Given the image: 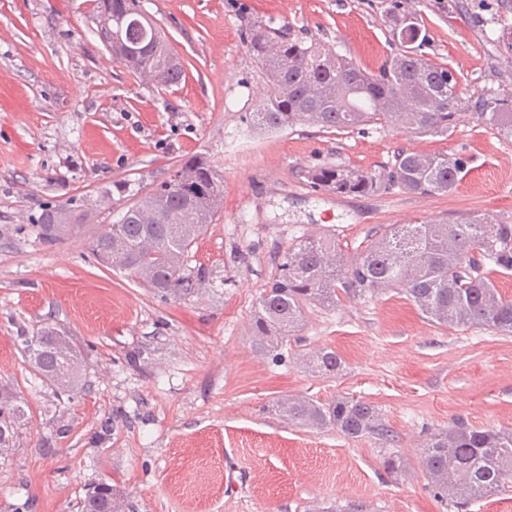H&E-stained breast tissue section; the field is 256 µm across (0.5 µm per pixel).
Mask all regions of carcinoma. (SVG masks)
I'll return each instance as SVG.
<instances>
[{
    "label": "carcinoma",
    "instance_id": "cac0c4a2",
    "mask_svg": "<svg viewBox=\"0 0 512 512\" xmlns=\"http://www.w3.org/2000/svg\"><path fill=\"white\" fill-rule=\"evenodd\" d=\"M391 28L401 46L374 72L291 34L284 26L254 18L247 22L246 47L272 87L252 117L270 131L300 122L326 131L367 126L408 130L404 113L393 107L408 95L419 115L411 133L446 137L454 131L459 111L475 109L477 120L512 138V95L490 92L475 102L462 97L450 70L429 62L422 47L418 18L409 12L390 13ZM100 33L117 57L129 46L124 65L134 73L157 69L163 84H178L184 68L168 40L137 0H101ZM461 160L443 154L401 149L382 172L329 165L304 171L316 191L342 196L378 195L392 190L421 195H446L459 182ZM176 178L163 181L144 195L133 194L125 181L112 182L107 196L134 197L114 224L93 237L91 252L102 264L139 278L154 295L186 298L195 290L224 286L204 264L188 265L192 248L212 223L224 199V181L201 155L183 163ZM79 205H45L35 218L40 238L53 246L61 225L81 223ZM160 209L157 222L143 223L140 214ZM278 273L259 297L251 323L256 352L277 359L288 337L302 328L305 308L334 307L349 299L400 290L427 321L437 326H481L512 333V297L503 295L490 274L512 277V224L472 216L457 224L424 222L388 224L367 245L350 256L336 238L311 236L290 246L279 258ZM33 368L65 387L82 381V353L69 331L55 324L23 339ZM305 367L322 377L342 374L345 362L329 347L303 356ZM268 414L310 430L335 429L357 439L382 432L376 406L353 396L328 402L306 397H281L264 406ZM22 398L0 391V452L14 446L24 425ZM423 463L435 495L483 498L512 488V429L476 428L456 421L426 442ZM382 465L390 474L406 467L396 451H384ZM79 512H136L135 506L106 480L97 483L79 503Z\"/></svg>",
    "mask_w": 512,
    "mask_h": 512
}]
</instances>
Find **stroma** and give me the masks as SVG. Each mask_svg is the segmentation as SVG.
<instances>
[{"mask_svg": "<svg viewBox=\"0 0 512 512\" xmlns=\"http://www.w3.org/2000/svg\"><path fill=\"white\" fill-rule=\"evenodd\" d=\"M185 66L179 84L146 83L101 38L95 0H0V387L26 403L16 446L0 457V512H77L107 479L139 512H512V491L464 505L438 500L422 465L434 432L464 420L512 429V334L442 327L404 294L309 309L285 360L254 352L256 301L276 257L310 235L345 254L387 224L484 215L512 224V139L462 110L449 137L389 128L280 132L252 114L271 93L249 54L248 20L378 68L395 49L388 11L418 16L426 57L457 76L465 97L512 93V0H140ZM466 166L445 196L395 191L337 196L300 173L326 164L374 173L397 149ZM207 156L224 202L192 250V264L224 276L184 300H162L100 264L92 237L122 203L101 204L112 182L152 190L190 157ZM76 200L82 223L54 246L34 224L46 204ZM65 326L84 376L63 392L23 352V336ZM331 347L346 369L306 370ZM140 363L128 361L131 352ZM351 394L375 405L406 461L387 473V445L312 432L263 412L281 396L322 402Z\"/></svg>", "mask_w": 512, "mask_h": 512, "instance_id": "stroma-1", "label": "stroma"}]
</instances>
